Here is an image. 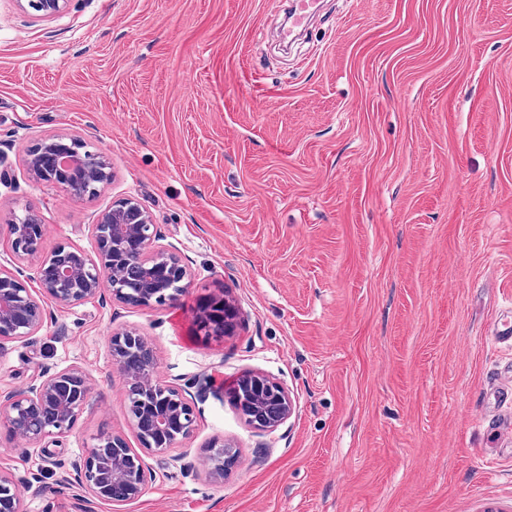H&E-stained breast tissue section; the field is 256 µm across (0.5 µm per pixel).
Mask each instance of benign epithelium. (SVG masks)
I'll use <instances>...</instances> for the list:
<instances>
[{"instance_id":"7a95c632","label":"benign epithelium","mask_w":512,"mask_h":512,"mask_svg":"<svg viewBox=\"0 0 512 512\" xmlns=\"http://www.w3.org/2000/svg\"><path fill=\"white\" fill-rule=\"evenodd\" d=\"M67 0H28L45 16L63 10ZM35 177L61 185L75 197L93 194L111 179L110 163L102 152L85 149L77 137L51 136L27 155ZM11 248L19 257L38 253L47 232L30 211L15 215L8 224ZM95 256L61 246L43 259L38 269L40 294L59 305L97 295L107 286L112 300L151 306L173 301L182 291L187 267L180 257L155 247L157 238L151 212L136 198L115 201L92 225ZM240 312L228 298L211 306L202 321L209 335L226 336L238 325ZM47 319L46 310L32 289L16 275L0 271V340L24 339ZM109 350L114 365L126 379L131 423L143 447L163 454L194 429L196 415L183 393L156 379L152 347L139 334H112ZM86 374L73 367L46 377L39 384L7 397L0 407L9 431L31 447L68 433L90 395ZM226 401L256 434L275 431L295 412L290 391L261 372H248L224 391ZM237 463L229 443L214 442L206 458L211 477L221 482ZM76 483L94 501L122 503L138 498L152 479L143 457L128 448L120 436L107 435L75 464ZM18 483L0 472V512H20Z\"/></svg>"}]
</instances>
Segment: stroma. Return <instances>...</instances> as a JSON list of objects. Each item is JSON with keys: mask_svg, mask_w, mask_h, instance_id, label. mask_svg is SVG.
Returning a JSON list of instances; mask_svg holds the SVG:
<instances>
[{"mask_svg": "<svg viewBox=\"0 0 512 512\" xmlns=\"http://www.w3.org/2000/svg\"><path fill=\"white\" fill-rule=\"evenodd\" d=\"M286 0H68L45 16L0 0V268L37 288L58 246L138 198L188 277L150 307L108 293L48 304L0 342V403L76 367L88 402L37 451L0 423L22 512H512V439L494 380L512 351V0H327L282 47ZM84 139L112 178L70 196L32 178L28 148ZM38 215V254L8 245ZM231 293L242 323L197 316ZM150 342L159 380L194 399L163 455L130 421L113 333ZM296 401L257 435L224 399L247 372ZM118 435L154 477L131 502L88 501L72 464ZM239 464L205 468L213 442ZM11 248L19 257L38 253L41 242L47 232L38 216L30 211L23 215H14L8 224Z\"/></svg>", "mask_w": 512, "mask_h": 512, "instance_id": "stroma-1", "label": "stroma"}]
</instances>
